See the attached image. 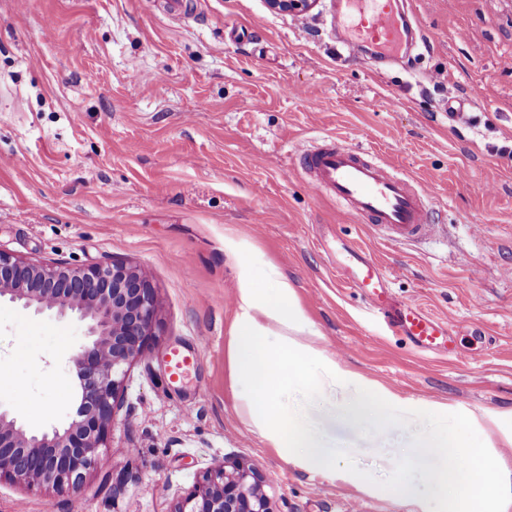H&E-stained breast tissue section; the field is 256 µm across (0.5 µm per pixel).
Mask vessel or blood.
Segmentation results:
<instances>
[{
	"instance_id": "vessel-or-blood-1",
	"label": "vessel or blood",
	"mask_w": 512,
	"mask_h": 512,
	"mask_svg": "<svg viewBox=\"0 0 512 512\" xmlns=\"http://www.w3.org/2000/svg\"><path fill=\"white\" fill-rule=\"evenodd\" d=\"M332 5L333 20L351 51L369 45L395 54L405 45L424 42L408 0H332ZM297 164L310 173L314 194L336 200L343 215L371 225L386 240L411 243L436 235L430 191L373 151L332 140L311 142L299 148ZM343 275L345 284L383 315L392 332L408 337L421 351L451 354V324L416 304L396 306L387 274L366 248H350Z\"/></svg>"
}]
</instances>
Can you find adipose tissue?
I'll return each mask as SVG.
<instances>
[{
	"label": "adipose tissue",
	"instance_id": "1",
	"mask_svg": "<svg viewBox=\"0 0 512 512\" xmlns=\"http://www.w3.org/2000/svg\"><path fill=\"white\" fill-rule=\"evenodd\" d=\"M240 246L235 237L224 240V252L239 280L232 365L236 378L247 386L242 410L280 456L293 458L302 467L334 471L330 448L307 418L289 409L281 396L296 387L316 386L307 370L309 361H320L331 378L336 375V362L304 344V337L315 335L316 329L299 304L293 283L272 263L243 259ZM272 336L281 337L279 347H270ZM360 386L362 396L350 410L351 420L391 426L385 413L391 393L365 379Z\"/></svg>",
	"mask_w": 512,
	"mask_h": 512
}]
</instances>
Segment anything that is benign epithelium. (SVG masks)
Instances as JSON below:
<instances>
[{
	"label": "benign epithelium",
	"instance_id": "benign-epithelium-1",
	"mask_svg": "<svg viewBox=\"0 0 512 512\" xmlns=\"http://www.w3.org/2000/svg\"><path fill=\"white\" fill-rule=\"evenodd\" d=\"M268 3L274 11L303 16L315 0ZM2 301L87 325L88 342L71 358L78 406L64 427L32 431L0 408V482L76 497L87 477L111 461V429L128 371L159 335L156 288L128 262L68 266L0 250ZM172 512L274 510L256 466L220 457L178 498Z\"/></svg>",
	"mask_w": 512,
	"mask_h": 512
}]
</instances>
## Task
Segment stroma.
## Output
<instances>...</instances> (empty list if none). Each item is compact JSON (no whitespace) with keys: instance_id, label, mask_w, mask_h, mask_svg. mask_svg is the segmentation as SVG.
I'll return each mask as SVG.
<instances>
[{"instance_id":"35a3bbf8","label":"stroma","mask_w":512,"mask_h":512,"mask_svg":"<svg viewBox=\"0 0 512 512\" xmlns=\"http://www.w3.org/2000/svg\"><path fill=\"white\" fill-rule=\"evenodd\" d=\"M192 2L0 0V249L137 265L162 322L128 373L109 468L76 499L2 484L0 512H171L223 456L259 468L277 512H447L430 468L406 461L421 437L460 439L486 473L512 472V0H411L430 46L402 67L337 43L330 0L300 19L266 0ZM316 136L424 183L437 238L389 242L313 195L291 159ZM247 224L248 257L294 284L314 347L342 368L289 398L335 472L283 460L241 409L224 239ZM349 242L388 271L398 303L456 325L455 359L413 352L340 283ZM87 340L77 319L1 303L0 407L33 431L68 421ZM176 347L197 361L173 381ZM349 370L393 393L392 426L350 421Z\"/></svg>"}]
</instances>
